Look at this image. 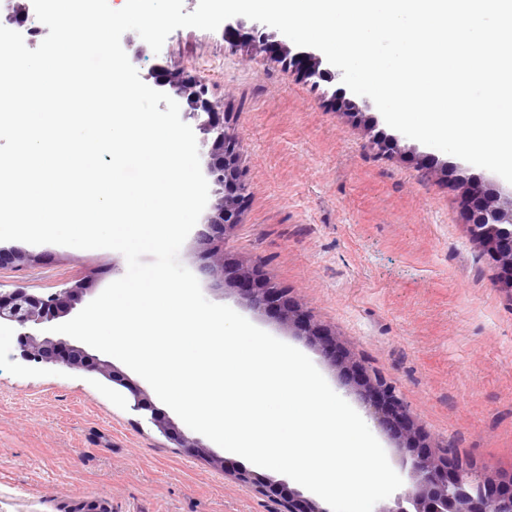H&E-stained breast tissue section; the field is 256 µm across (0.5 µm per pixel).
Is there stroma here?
I'll use <instances>...</instances> for the list:
<instances>
[{"mask_svg": "<svg viewBox=\"0 0 512 512\" xmlns=\"http://www.w3.org/2000/svg\"><path fill=\"white\" fill-rule=\"evenodd\" d=\"M253 40L240 35L233 47L223 30L180 28L136 65L142 75L160 62L198 76L243 140L249 190L224 239L228 268L251 265L390 382L422 446H448L485 476L511 473L512 299L458 197L465 175L504 196L512 184L404 136L401 153L374 154L368 126L389 130L378 109L338 112L340 77L314 86L277 60H246ZM0 251L37 257L23 269L0 261L5 290L48 295L82 280L94 298L127 270L113 250L6 241ZM201 251L190 232L179 259L204 296L307 355L404 473L397 434L377 422L350 376L299 327L283 326L278 310L254 311L232 284L215 286L200 271ZM16 336L0 328V512H81L88 497L106 500L109 512H278L273 499L175 447L123 391L22 360Z\"/></svg>", "mask_w": 512, "mask_h": 512, "instance_id": "stroma-1", "label": "stroma"}]
</instances>
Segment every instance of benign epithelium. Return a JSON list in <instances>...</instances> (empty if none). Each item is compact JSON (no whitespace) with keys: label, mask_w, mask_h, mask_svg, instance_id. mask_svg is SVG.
I'll use <instances>...</instances> for the list:
<instances>
[{"label":"benign epithelium","mask_w":512,"mask_h":512,"mask_svg":"<svg viewBox=\"0 0 512 512\" xmlns=\"http://www.w3.org/2000/svg\"><path fill=\"white\" fill-rule=\"evenodd\" d=\"M274 54L290 65L300 64L308 79L321 78V60L312 53H291V49L267 33L262 40L251 46L247 59ZM147 79L169 95L180 106L184 119L196 124L202 134L204 174L212 186L211 197L203 218L206 230L199 233L200 243L206 255L201 270L217 285H224L227 266L224 260V235L240 223L242 204L248 190L245 173L239 165L240 137L224 121V108L199 92L196 80L171 72L157 64L147 74ZM335 102L345 111L361 112L370 108L368 101L362 104L346 98V91L335 93ZM367 146L378 155H391L401 151L399 140L381 134L369 135ZM460 204L470 215L480 212L484 220L468 224L470 236L483 251L492 257L500 268V287L512 292V195L503 197L486 188L476 177L460 180ZM233 282L246 304L256 310L269 309L287 297L284 290L257 278L253 268L242 263L234 270ZM87 294V289L76 282L58 292L43 296L18 286L10 291L0 290V325H10L19 330L21 357L38 363L63 365L76 371L94 373L103 379L125 388L133 397V410L150 412L151 422L177 447L194 456L208 460L209 464L230 474L239 483L252 485L255 491L274 495L276 484L255 481L251 471L243 467H229L221 456L213 455L196 437L180 430L176 424L156 408L149 395L131 382L109 360L89 353L85 347L57 337L48 332L52 323L68 316ZM304 333L314 345L345 372L361 374L357 385L364 392L369 410L380 423L386 424L393 416L402 418L401 449L410 452L411 488L397 497L394 506L379 512H512V475L509 478L482 477L462 465H455L450 477L448 449L437 447L423 453L413 452V443L419 431L396 395L395 388L380 377H369L359 360L347 353L339 354V345L327 342V333L321 327L306 322ZM284 512H324L315 503L295 492L285 499Z\"/></svg>","instance_id":"7a95c632"}]
</instances>
